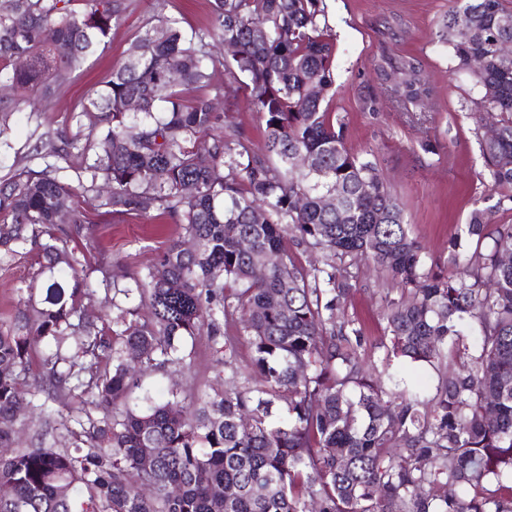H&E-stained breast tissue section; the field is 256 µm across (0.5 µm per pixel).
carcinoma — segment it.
Returning <instances> with one entry per match:
<instances>
[{"label": "carcinoma", "mask_w": 512, "mask_h": 512, "mask_svg": "<svg viewBox=\"0 0 512 512\" xmlns=\"http://www.w3.org/2000/svg\"><path fill=\"white\" fill-rule=\"evenodd\" d=\"M72 2L0 0V82L32 112L106 46L133 0ZM167 6L153 0L136 52L70 117L75 133L45 143L41 168L0 182V258L26 245L39 265L23 309L0 325V447L41 390L66 411L70 444L0 456L10 487L0 512H75L80 489L96 512H512V264L501 260L512 224L493 226L475 208L448 238L455 274L428 266L330 108L326 0H211V25L189 34ZM438 37L472 84L478 126H495L480 142L484 169L498 204L512 202V56L498 53L512 42V7L456 0ZM218 67L265 122L261 156L242 132L224 134ZM392 81L396 99L429 100L416 57ZM183 84L197 95L184 98ZM128 99L138 111L123 108ZM74 152L86 160L75 185L61 166ZM336 191L342 206L329 209L323 197ZM152 211L180 225L182 240L121 286L91 228ZM289 239L321 260L297 263ZM270 253L280 262L256 278ZM362 259L401 286L399 298L385 295L377 373L360 356L362 329L340 316L347 265ZM98 273L113 294L87 321ZM133 295L147 317L124 305ZM235 322L251 350L245 366L227 330ZM203 330L224 356V390L189 411L178 400L123 405L136 369L189 368L185 343ZM394 359L435 369L434 393L400 386Z\"/></svg>", "instance_id": "cac0c4a2"}]
</instances>
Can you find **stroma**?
I'll use <instances>...</instances> for the list:
<instances>
[{"mask_svg": "<svg viewBox=\"0 0 512 512\" xmlns=\"http://www.w3.org/2000/svg\"><path fill=\"white\" fill-rule=\"evenodd\" d=\"M452 0H328L329 21L336 33V82L331 104L345 122L347 148L368 156L396 196L414 237L430 261L450 272L448 238L456 225L467 223L477 207L487 209L494 224H512V205H498L499 193L484 174L475 124L470 115V83L458 71L453 51L440 43L437 20ZM152 0H134L133 10L113 27L105 50L88 57L48 111L32 113L19 106L5 137L0 138V178L10 171L39 165L35 148L46 136L71 130L70 117L112 75L113 66L129 54L135 36L150 13ZM416 56L430 89L428 107H407L390 93L388 74L408 56ZM225 130L239 129L255 151H262L264 123L240 92H228ZM94 235L112 259V276L153 267L159 255L182 236L179 225L158 212L112 224H97ZM352 291L345 315L361 326L362 359L380 363L388 341L384 296L391 284L372 263H353ZM34 269L20 253L0 262V324L11 321L23 288ZM192 352L185 370L162 374L146 371L140 386L126 400L140 407L145 401L178 397L185 404L224 387V366L207 333L187 341ZM57 410L45 394L20 406L22 425L12 446L61 445L58 431L47 430L39 404Z\"/></svg>", "mask_w": 512, "mask_h": 512, "instance_id": "obj_1", "label": "stroma"}]
</instances>
